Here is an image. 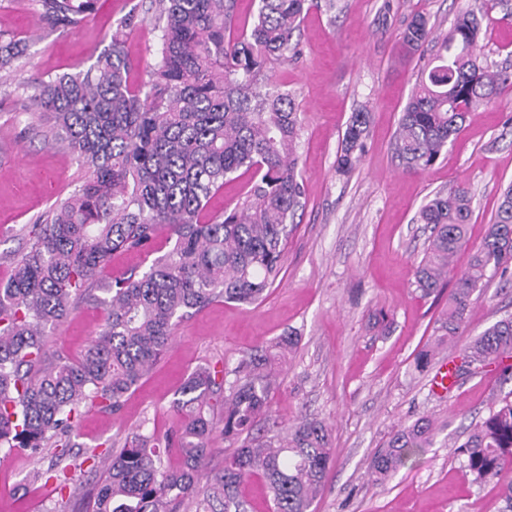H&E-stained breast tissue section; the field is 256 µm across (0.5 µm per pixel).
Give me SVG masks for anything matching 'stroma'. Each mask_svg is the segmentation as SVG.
Masks as SVG:
<instances>
[{
	"label": "stroma",
	"instance_id": "35a3bbf8",
	"mask_svg": "<svg viewBox=\"0 0 512 512\" xmlns=\"http://www.w3.org/2000/svg\"><path fill=\"white\" fill-rule=\"evenodd\" d=\"M459 0H313L294 34L297 55L269 60L260 89L290 93L299 112V171L305 206L294 219L282 272L264 299L246 306L217 300L185 317L175 339L118 411L82 408L71 433L85 463L65 490L55 482L29 484L50 455L28 457L0 450V512H84L104 473L90 454L123 447L135 435L177 430L173 401L187 375L201 365L233 370L250 352L284 333L297 344L274 366L270 413L280 429L307 416L330 424L336 450L325 489L313 512H501L495 483L477 484L456 453L471 423L512 393V381L493 371L460 377L445 395L431 388V373L415 359L433 336L448 294H424L414 267L430 234L419 209L458 184L469 188L471 244L492 223L503 187L512 183V81L494 101L469 116L452 144L431 166L408 172L394 134L408 97L439 52L431 42L407 53L400 33L411 16L426 15L437 33L450 28ZM152 0H99L73 30L40 23L34 0H0V31L26 42L24 56L0 71V279L30 247L29 229L84 182L76 155L48 143L49 128L27 84L86 70L107 48L120 20L133 18L124 52L129 82L147 85L159 60L160 32ZM476 52L493 69L512 74V0H489ZM370 122L357 165L337 167L352 112ZM255 182L238 172L208 201L209 220L241 205ZM171 247L161 229L152 256L122 253L107 279L142 273ZM512 315V277L488 272L472 297L466 332L443 351L458 358L469 338ZM105 309L77 302L47 331L52 353L75 358L100 332ZM436 433L407 464L381 484L367 470L392 429L420 417Z\"/></svg>",
	"mask_w": 512,
	"mask_h": 512
}]
</instances>
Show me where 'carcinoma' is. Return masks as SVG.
I'll list each match as a JSON object with an SVG mask.
<instances>
[{
  "mask_svg": "<svg viewBox=\"0 0 512 512\" xmlns=\"http://www.w3.org/2000/svg\"><path fill=\"white\" fill-rule=\"evenodd\" d=\"M41 22L75 28L95 11L97 0H35ZM161 60L149 88L133 90L129 62L116 29L105 54L84 72L38 80L30 98L51 122L55 140L82 159L89 174L82 186L32 225L34 242L0 280V447L30 456L53 451L47 472L33 480L66 488L72 459L71 432L81 408L116 411L162 352L175 327L218 298L256 304L279 277L292 220L303 207L298 171L299 118L294 100L279 90L261 92L258 76L271 58L295 50L294 33L309 0H258L249 26L234 38L235 0H157ZM485 2L469 0L442 38L438 64L421 74L401 113L397 154L409 170L432 165L463 122L498 94L511 76L492 70L475 52ZM435 27L420 14L401 32L404 46L418 50ZM25 45L0 32V70L14 66ZM369 113L352 114L338 168L356 166ZM241 169L260 176L241 207L224 219L204 222L201 213L224 179ZM472 196L457 186L437 194L418 213L431 227L415 283L426 294L453 276L445 310L435 327L437 344L463 334L472 296L488 270L512 269V183L484 239L465 270L452 274L455 254L468 244ZM166 227L172 248L142 274L109 282L103 273L117 252L146 255ZM104 294V325L76 359L51 358L46 329L71 310L73 297ZM459 371L493 366L512 379V316L502 318L464 349ZM193 370L174 400L184 424L179 431L182 466L162 465L167 446L140 434L104 464L90 512H173L186 499L196 512H244L243 481L261 477L274 512H311L333 463L327 425L302 419L286 436L252 437L269 421L271 379L267 355L255 351L233 370ZM221 401L224 438L242 441L207 475L211 410ZM433 421L400 424L372 459L368 476L379 484L431 443ZM456 451L479 483L494 481L512 512V400L469 431Z\"/></svg>",
  "mask_w": 512,
  "mask_h": 512,
  "instance_id": "carcinoma-1",
  "label": "carcinoma"
}]
</instances>
